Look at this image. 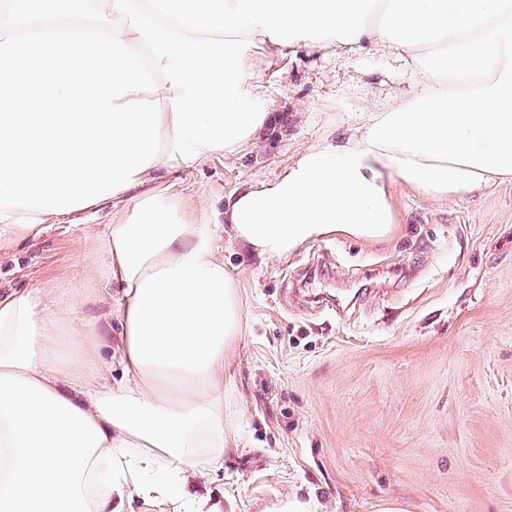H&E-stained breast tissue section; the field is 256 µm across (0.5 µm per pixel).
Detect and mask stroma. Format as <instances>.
I'll use <instances>...</instances> for the list:
<instances>
[{
	"label": "stroma",
	"instance_id": "stroma-1",
	"mask_svg": "<svg viewBox=\"0 0 512 512\" xmlns=\"http://www.w3.org/2000/svg\"><path fill=\"white\" fill-rule=\"evenodd\" d=\"M409 89L398 50L301 47L270 77L273 113L249 147L159 183L223 208ZM393 197L379 241L327 236L274 260L225 233L242 305L225 403L244 446L193 493L235 512L287 494L316 512H512V179L444 200L397 181ZM96 258L80 227L47 225L0 253V291L39 290L51 309L65 295L73 316L109 324L111 286L83 279Z\"/></svg>",
	"mask_w": 512,
	"mask_h": 512
}]
</instances>
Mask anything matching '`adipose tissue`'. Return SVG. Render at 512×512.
<instances>
[{"label":"adipose tissue","instance_id":"ef3b65f1","mask_svg":"<svg viewBox=\"0 0 512 512\" xmlns=\"http://www.w3.org/2000/svg\"><path fill=\"white\" fill-rule=\"evenodd\" d=\"M265 68L252 53L242 87L260 94L266 71L291 47L255 33ZM425 46L404 48L412 92L370 107L362 126L345 138L304 149L273 182H256L231 196L213 223L228 224L234 239L260 256L280 259L307 241L342 234L361 241L387 236L395 222L391 184L442 200L496 181L474 167L403 154L366 141L376 122L422 95L425 87L458 88V81L421 73L415 58ZM169 90L162 108L159 154L136 174L139 193L123 208L126 191L104 235L88 279L116 283L119 363L99 349V323L63 319L41 292L0 294V512H124L131 492L160 495L193 512H219L191 498L193 479L224 464L240 438L224 413V363L241 333L236 277L208 225L194 223L181 193L157 188L155 173L171 159L173 115ZM55 215L0 208V251L40 235ZM212 223V224H213Z\"/></svg>","mask_w":512,"mask_h":512}]
</instances>
